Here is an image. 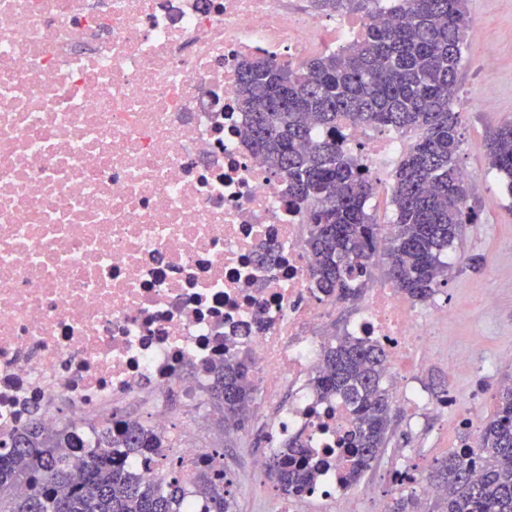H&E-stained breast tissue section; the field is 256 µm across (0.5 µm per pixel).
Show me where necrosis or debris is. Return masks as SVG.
I'll list each match as a JSON object with an SVG mask.
<instances>
[{
    "label": "necrosis or debris",
    "mask_w": 512,
    "mask_h": 512,
    "mask_svg": "<svg viewBox=\"0 0 512 512\" xmlns=\"http://www.w3.org/2000/svg\"><path fill=\"white\" fill-rule=\"evenodd\" d=\"M322 29L288 0H0V439L64 413L92 445L102 420L142 401L169 435L171 396L201 417L213 367L247 351L263 394L294 390L265 424L268 448L301 435L311 497L360 512L349 411L298 385L338 304L313 283L306 211L235 95L244 60L299 67ZM336 137L371 172L400 148L389 130ZM347 330L385 349L396 401L418 402L403 359L426 356L433 316L380 288ZM171 457L188 485L224 472L190 439L129 468L161 485ZM387 485L378 512L438 492L411 466Z\"/></svg>",
    "instance_id": "necrosis-or-debris-1"
}]
</instances>
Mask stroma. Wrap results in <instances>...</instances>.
I'll list each match as a JSON object with an SVG mask.
<instances>
[{
  "mask_svg": "<svg viewBox=\"0 0 512 512\" xmlns=\"http://www.w3.org/2000/svg\"><path fill=\"white\" fill-rule=\"evenodd\" d=\"M467 6L471 25L458 90L479 102L459 113V164L469 176L476 220L463 227L462 256L453 259L442 290L452 315L438 319L432 355L415 372L423 389L433 395L453 390L457 402L440 412L394 406L389 444L364 475L376 492L363 499L361 512H377L385 477L401 464H418L420 476H427L464 437V421L479 424L491 415L495 391L512 376V194L487 158L488 132L512 119V0H468ZM488 293L495 298L490 305L484 301ZM460 353L472 365L449 376L445 362ZM197 439L223 452L237 487L236 512H274L277 478L269 468L255 471L252 463L266 448L255 422L231 428L215 418L198 430Z\"/></svg>",
  "mask_w": 512,
  "mask_h": 512,
  "instance_id": "stroma-1",
  "label": "stroma"
}]
</instances>
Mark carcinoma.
I'll list each match as a JSON object with an SVG mask.
<instances>
[{
	"instance_id": "obj_1",
	"label": "carcinoma",
	"mask_w": 512,
	"mask_h": 512,
	"mask_svg": "<svg viewBox=\"0 0 512 512\" xmlns=\"http://www.w3.org/2000/svg\"><path fill=\"white\" fill-rule=\"evenodd\" d=\"M467 0H313L328 16L356 11L369 21L357 41L322 53L299 68L265 57L243 63L237 101L248 133L271 172L288 180V195L306 209L305 245L317 287L353 302L382 253L398 291L426 301L448 284L444 256L475 220L468 179L458 165L459 113L452 103L464 60ZM412 134L400 160L391 202L397 219L378 224L365 210L375 183L336 139L341 124ZM488 160L512 194V121L493 128ZM387 242L380 249L381 242ZM385 351L350 336L334 338L311 378L319 398L341 397L355 433L347 478L359 480L387 445L391 396L383 384ZM209 399L238 425L255 400L246 354L213 370ZM496 411L478 427L476 450L451 453L427 481L444 489L437 512H512V378L495 393ZM165 440L137 420L103 424L94 447L81 445L69 424L45 429L31 422L0 440V512H177L184 494L175 459L164 487L142 484L126 460ZM305 443L291 436L273 454L286 496L310 487L311 471L296 456ZM481 473L475 474L476 463ZM203 512H234L231 480L207 472L193 481Z\"/></svg>"
}]
</instances>
